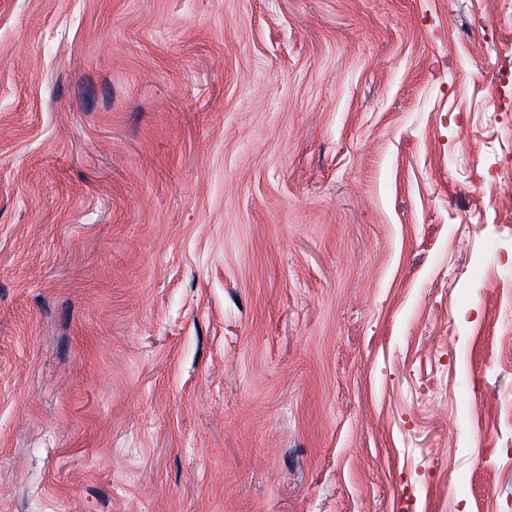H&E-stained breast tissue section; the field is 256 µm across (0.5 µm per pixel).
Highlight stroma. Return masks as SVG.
Returning <instances> with one entry per match:
<instances>
[{
	"label": "stroma",
	"instance_id": "stroma-1",
	"mask_svg": "<svg viewBox=\"0 0 512 512\" xmlns=\"http://www.w3.org/2000/svg\"><path fill=\"white\" fill-rule=\"evenodd\" d=\"M0 512H512V0H0Z\"/></svg>",
	"mask_w": 512,
	"mask_h": 512
}]
</instances>
